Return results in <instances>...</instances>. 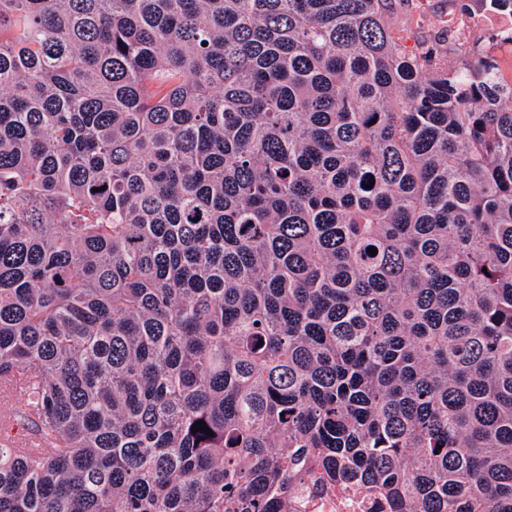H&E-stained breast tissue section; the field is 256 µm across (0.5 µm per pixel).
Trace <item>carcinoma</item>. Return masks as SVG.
<instances>
[{"instance_id":"obj_1","label":"carcinoma","mask_w":512,"mask_h":512,"mask_svg":"<svg viewBox=\"0 0 512 512\" xmlns=\"http://www.w3.org/2000/svg\"><path fill=\"white\" fill-rule=\"evenodd\" d=\"M458 2L0 0V512H512V0ZM396 2L398 9L392 21L402 26L403 21L408 17L410 18L407 23L408 35L410 36L408 44L412 45L416 32L429 31L435 33L444 26L443 21L448 19V6L451 1L407 0L399 2V0H396ZM290 512H378L380 504L361 489L327 482L308 472L292 479L288 487Z\"/></svg>"}]
</instances>
